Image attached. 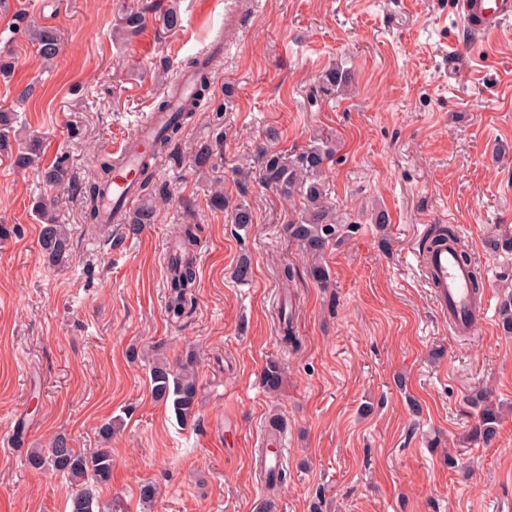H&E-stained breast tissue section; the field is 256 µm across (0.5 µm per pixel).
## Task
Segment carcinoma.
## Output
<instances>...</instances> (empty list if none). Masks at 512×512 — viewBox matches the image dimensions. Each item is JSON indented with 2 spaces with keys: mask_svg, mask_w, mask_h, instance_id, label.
Listing matches in <instances>:
<instances>
[{
  "mask_svg": "<svg viewBox=\"0 0 512 512\" xmlns=\"http://www.w3.org/2000/svg\"><path fill=\"white\" fill-rule=\"evenodd\" d=\"M28 38L36 47L37 53L45 60H53L59 53L57 32L48 27L28 28ZM195 78V92L180 101L176 108H171V99L159 102L157 111L174 112V117L166 124L162 133L154 141L151 150L145 154L139 165V189L153 190L155 185V166L168 158L175 137L185 122L190 119L204 102L209 78L207 62L192 58L186 63ZM349 70L336 67L324 72L320 82V91L325 94L341 92L352 85ZM16 115L8 110H0V152L7 155L14 168L27 170L38 164L43 155V144L37 137H30L13 148L17 141L18 130ZM333 156V149L328 140L316 138L307 148L296 150H265L261 156V171L264 181L284 195L298 196L301 208L288 224L290 236L299 244L302 252L312 259L309 267L310 277L320 286L326 288L331 280V270L323 261L327 249L341 241L352 232L354 225L348 224L327 199L322 174ZM195 166L199 170H209L214 165V149L205 146L194 154ZM116 162L112 154L100 156L96 171L88 179L85 193L89 201L87 222L90 226L103 230V218L100 200L112 182V171ZM44 181L50 186H59L69 180L67 161L60 159L42 171ZM57 200L53 197L41 199L36 206L40 219L38 236L39 254L50 265H59L71 255L72 243L65 225L58 222L56 216ZM154 206L147 203L130 214V230L138 231L145 224L154 221ZM197 227L194 224L182 226L178 249L180 256L168 261L167 288L169 301L167 312L180 319L190 313L193 306L192 288L197 272L194 261L186 254L197 243ZM499 325L503 332L512 335V296H507L498 307ZM189 355L186 362L174 369L166 360H157L150 368V383L154 398L170 404L176 417L184 421L195 411L198 391L197 379ZM283 370L275 360L266 363L263 370V383L270 392L280 390ZM471 403L478 408L476 421L470 440L492 442L498 433L502 414L498 406L489 402L487 397L477 392L471 397ZM27 463L34 470L51 469L66 475L74 491L68 501V512H121L115 502L103 503L98 496L100 486L112 478V449L98 448L85 453L70 445L69 438L57 435L50 448H36L28 454Z\"/></svg>",
  "mask_w": 512,
  "mask_h": 512,
  "instance_id": "cac0c4a2",
  "label": "carcinoma"
}]
</instances>
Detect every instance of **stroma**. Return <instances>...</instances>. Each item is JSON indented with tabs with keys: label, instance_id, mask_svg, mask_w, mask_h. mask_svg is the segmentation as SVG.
I'll return each instance as SVG.
<instances>
[{
	"label": "stroma",
	"instance_id": "stroma-1",
	"mask_svg": "<svg viewBox=\"0 0 512 512\" xmlns=\"http://www.w3.org/2000/svg\"><path fill=\"white\" fill-rule=\"evenodd\" d=\"M457 0H250L235 26L227 0H6L0 108L22 136L43 138V164L68 159L66 185L14 170L0 155V512H67L73 490L60 473L29 467L27 452L60 433L73 447L99 445L114 421L112 480L103 500L142 512L141 484L158 489L151 512H512V335L495 304L512 293V252L488 239L512 236V23L486 37L467 26ZM182 19L164 29L162 11ZM146 9L134 36L124 8ZM57 29L46 64L28 24ZM229 48L210 66L201 112L181 130L178 160L156 169L168 194L139 232L86 220L85 183L98 156L115 152L154 109L185 59L214 42ZM343 65L350 95L319 93ZM30 89L21 98L22 89ZM223 135L212 170L196 148ZM327 138L328 198L356 229L329 248L328 287L286 230L292 201L260 173L237 166L259 148L307 147ZM222 190L249 204L239 226L208 199ZM59 200L73 242L69 260L38 257L39 198ZM386 210L379 231L370 218ZM185 224L199 225L195 311H166V266ZM455 227L493 306L467 336L455 334L430 296L418 256L437 225ZM248 257L252 278L232 272ZM296 276L286 280L285 267ZM292 315L297 347L281 336ZM194 354L195 414L180 422L151 392L153 354ZM283 369L278 393L261 375ZM484 390L509 409L496 439L468 441L469 396ZM419 412H412V404ZM288 422V479L268 487L251 453L270 413Z\"/></svg>",
	"mask_w": 512,
	"mask_h": 512
}]
</instances>
